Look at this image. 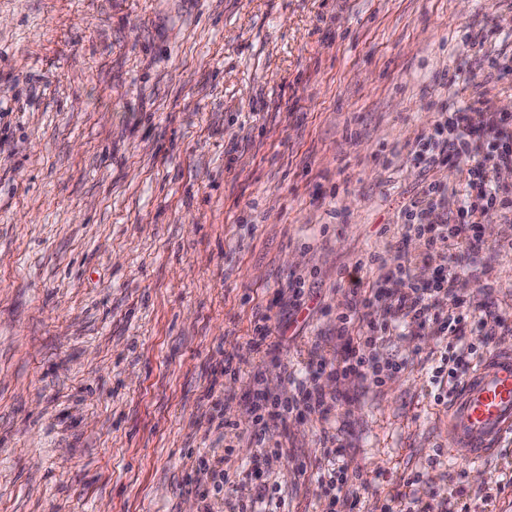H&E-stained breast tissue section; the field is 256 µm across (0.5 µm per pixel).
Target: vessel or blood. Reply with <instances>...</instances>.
I'll return each mask as SVG.
<instances>
[{"instance_id":"obj_1","label":"vessel or blood","mask_w":512,"mask_h":512,"mask_svg":"<svg viewBox=\"0 0 512 512\" xmlns=\"http://www.w3.org/2000/svg\"><path fill=\"white\" fill-rule=\"evenodd\" d=\"M512 433V353H497L463 380L448 409V446L468 461L484 459Z\"/></svg>"}]
</instances>
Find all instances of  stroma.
<instances>
[{"label": "stroma", "instance_id": "obj_1", "mask_svg": "<svg viewBox=\"0 0 512 512\" xmlns=\"http://www.w3.org/2000/svg\"><path fill=\"white\" fill-rule=\"evenodd\" d=\"M461 107L512 119V0H0V512H229L268 482L263 512H512V434L448 446L439 325L384 336L383 387L333 369L367 254L425 252L412 151ZM470 165L430 174L449 223ZM476 235L489 356L512 350V213ZM301 382L324 411L287 414L242 478L256 405ZM339 466L356 495L318 484ZM204 467L231 482L202 495Z\"/></svg>", "mask_w": 512, "mask_h": 512}]
</instances>
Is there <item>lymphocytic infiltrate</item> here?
<instances>
[{"instance_id":"f902f5d3","label":"lymphocytic infiltrate","mask_w":512,"mask_h":512,"mask_svg":"<svg viewBox=\"0 0 512 512\" xmlns=\"http://www.w3.org/2000/svg\"><path fill=\"white\" fill-rule=\"evenodd\" d=\"M502 134L496 116H489L484 128L478 130L470 125L467 109L460 108L450 125L449 137L441 141V155L465 153L472 159L467 175V185L472 192L465 195L464 205L474 219L473 224L512 211V198L503 192L506 182H512V143H501ZM446 192L442 184L428 183L422 197L411 201L404 211L407 229L425 234L430 224L436 223L437 200ZM473 224H454L442 231L439 238H428L426 258L436 262L439 270L431 288L418 286L412 259L403 258L391 268L381 256L371 255L369 262L375 265L381 278L398 281L396 289L380 292L378 297L384 300L390 319L379 325L369 323L363 342L346 341L336 356L338 368L360 375L380 376L382 369L377 361V349L391 325L396 323L420 328L442 324L449 339L459 347L458 362H465L475 354L474 342L466 337L471 307L460 299L458 288L461 263L476 242Z\"/></svg>"}]
</instances>
